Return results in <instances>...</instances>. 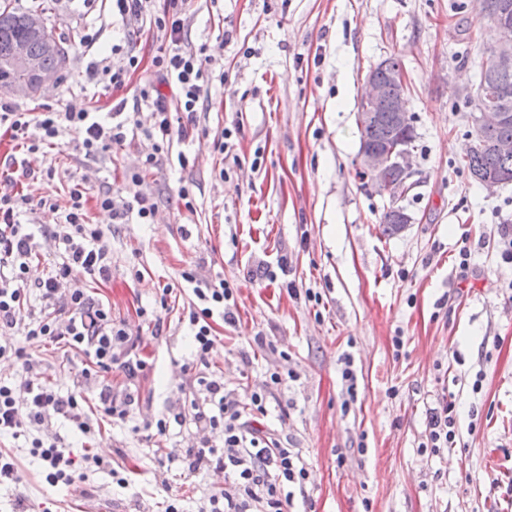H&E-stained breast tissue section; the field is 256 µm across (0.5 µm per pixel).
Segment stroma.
Here are the masks:
<instances>
[{
	"mask_svg": "<svg viewBox=\"0 0 512 512\" xmlns=\"http://www.w3.org/2000/svg\"><path fill=\"white\" fill-rule=\"evenodd\" d=\"M11 2L45 10L68 58L39 96L0 90V101L31 112H108L136 101L161 45L155 26L122 22L107 0ZM492 37L476 0H188L184 44L205 49L224 75L206 85L190 136L144 171L156 215L116 224L95 199L86 204L112 254L111 280L87 283V292L139 334L147 367L135 381L118 371L86 379L75 350L42 338L24 344L43 381L81 396L86 412H96L105 384L139 402L125 422L99 418L88 440L61 417L41 427L40 437L60 439L74 458L89 451L104 461L68 487L47 483L24 440L1 436L20 479L0 484V512H165L174 500L182 512H202L223 487V472L187 471L186 451L202 438L192 422L147 435L199 394L183 368L193 352L192 295L180 288L188 267L237 289L235 322L216 323L207 371L230 397L265 392L262 429L309 472L289 512H512V263L499 236L512 225V182L489 191L457 166L473 142L465 95ZM392 54L404 64L417 138L414 186L400 201L411 221L389 236L381 224L389 201L364 185L356 160L365 74ZM131 55L141 65L123 88L86 84L89 61L119 68ZM234 126L227 158L221 133ZM150 150L141 135L95 159L65 145L40 150L8 168L0 189L28 198L26 223L54 224L73 181L124 194ZM182 185L190 202L178 195ZM167 284L177 293L164 310ZM141 307L159 312L161 333L137 316ZM346 354L358 378L351 405ZM274 372L284 380L267 387ZM445 403L457 444L425 447L427 416ZM119 474L128 486L117 485Z\"/></svg>",
	"mask_w": 512,
	"mask_h": 512,
	"instance_id": "1",
	"label": "stroma"
}]
</instances>
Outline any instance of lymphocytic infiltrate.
<instances>
[{
  "label": "lymphocytic infiltrate",
  "mask_w": 512,
  "mask_h": 512,
  "mask_svg": "<svg viewBox=\"0 0 512 512\" xmlns=\"http://www.w3.org/2000/svg\"><path fill=\"white\" fill-rule=\"evenodd\" d=\"M187 0H166L161 17L154 19L162 45L155 56V70L140 91L139 101L150 110V126H143L137 112L125 102L113 105L108 117L87 110L38 114L24 112L0 103V125H6L20 150L33 153L55 146L64 134H71L74 150L87 156L111 151L122 144L129 130L142 131L152 142V150L140 171L127 177V194L118 198L111 191L96 198L101 209L113 220L129 216L153 220L157 203L142 190L144 171L159 167L167 159L173 137H186L185 127H173L165 89H172L180 111L194 114L212 66L211 57L188 50L183 43V14ZM87 188L75 182L69 191V205L60 223L31 227L21 223L26 198L0 193V360L18 363L20 378L0 382V435L29 440L32 452L44 462L50 485L69 486L75 481V461L68 449L35 437L34 432L55 416L67 418L83 435L94 431L92 420L82 411L76 395L63 396L43 383L32 359L19 339L49 338L81 351L87 365L83 376H97L120 370L133 380L144 371L145 361L138 348L139 337L130 334L125 323L114 322L111 306L93 302L80 283L84 280L107 282L112 278V255L101 225L88 223L85 204ZM52 239L57 246L50 273L33 279L30 265L37 255L40 238ZM199 302L189 313L195 342L189 369L197 373L202 399L191 400L186 411L173 421L157 420L158 434H165L169 423L192 421L196 427L222 433L223 447L202 443L194 449L188 464L195 472L213 466L226 473L228 484L208 498L206 512H288L291 486L303 484L307 470L297 453L254 426L250 418L266 412L265 396L259 392L244 399H230L224 384L208 376L204 368L217 340L213 319L234 320L233 289L226 280H203L192 270L181 273ZM38 297L39 309H32L31 297Z\"/></svg>",
  "instance_id": "f902f5d3"
}]
</instances>
